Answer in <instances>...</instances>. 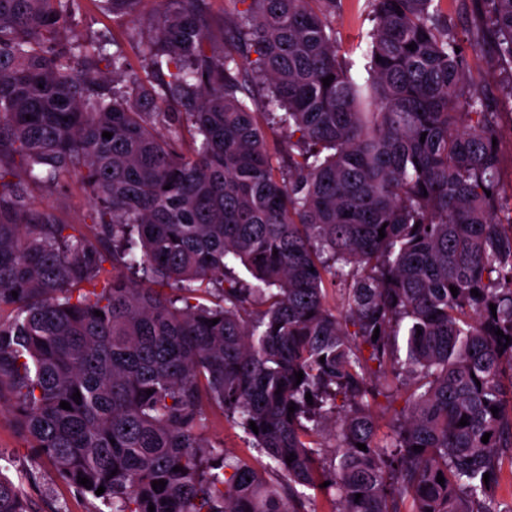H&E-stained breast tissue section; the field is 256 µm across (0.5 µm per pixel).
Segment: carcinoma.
Wrapping results in <instances>:
<instances>
[{"label": "carcinoma", "instance_id": "1", "mask_svg": "<svg viewBox=\"0 0 512 512\" xmlns=\"http://www.w3.org/2000/svg\"><path fill=\"white\" fill-rule=\"evenodd\" d=\"M231 2L226 25L214 0H155L143 79L81 37L77 0H0V390L29 446L111 512H312L310 490L331 512H512L499 103L442 0H370L364 88L336 49L344 0ZM486 2L512 66V0ZM72 177L93 242L31 201ZM399 394L381 437L370 402ZM213 403L265 470L204 436ZM32 479L0 473V512H32Z\"/></svg>", "mask_w": 512, "mask_h": 512}]
</instances>
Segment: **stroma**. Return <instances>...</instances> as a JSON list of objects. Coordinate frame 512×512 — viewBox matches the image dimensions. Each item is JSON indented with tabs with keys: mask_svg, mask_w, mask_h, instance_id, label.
<instances>
[{
	"mask_svg": "<svg viewBox=\"0 0 512 512\" xmlns=\"http://www.w3.org/2000/svg\"><path fill=\"white\" fill-rule=\"evenodd\" d=\"M155 8L154 0H142L135 17L115 20L98 10L96 0H80L76 17L79 31L86 40L107 37L108 51L122 50L137 70L141 67L142 44L151 34ZM487 9L485 0H448L445 6L448 23L465 56L470 83L479 93L500 100L503 87L512 79V66L498 61L493 44L482 36ZM373 26L367 0H348L344 11L337 14L333 22L339 56L354 81L362 86L370 78L368 63ZM34 198L39 204L55 209L71 224L87 223L92 210L89 197L74 179L57 190L35 191ZM204 433L227 454L246 456L250 453L240 430L225 421L219 407H209ZM29 470L36 472L37 480L25 485L24 490L35 512H101L102 501L79 495L57 478L46 460L33 453L17 426L14 397L7 392L0 394V472L13 477Z\"/></svg>",
	"mask_w": 512,
	"mask_h": 512,
	"instance_id": "stroma-1",
	"label": "stroma"
}]
</instances>
